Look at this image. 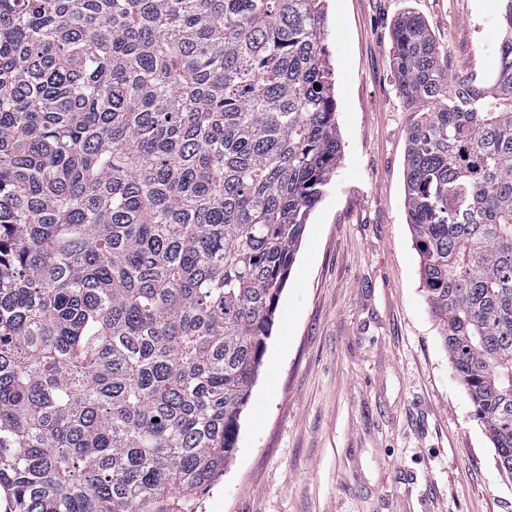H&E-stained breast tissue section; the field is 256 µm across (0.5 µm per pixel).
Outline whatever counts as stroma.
<instances>
[{
  "label": "stroma",
  "instance_id": "obj_1",
  "mask_svg": "<svg viewBox=\"0 0 512 512\" xmlns=\"http://www.w3.org/2000/svg\"><path fill=\"white\" fill-rule=\"evenodd\" d=\"M502 0H327L343 151L312 210L240 421L197 512H512V480L455 380L420 280L392 64L412 11L454 79L490 82Z\"/></svg>",
  "mask_w": 512,
  "mask_h": 512
}]
</instances>
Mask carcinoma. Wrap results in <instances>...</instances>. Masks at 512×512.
<instances>
[{"mask_svg":"<svg viewBox=\"0 0 512 512\" xmlns=\"http://www.w3.org/2000/svg\"><path fill=\"white\" fill-rule=\"evenodd\" d=\"M488 84L392 30L408 224L512 478V0ZM325 0H0V489L187 512L229 466L342 151Z\"/></svg>","mask_w":512,"mask_h":512,"instance_id":"1","label":"carcinoma"}]
</instances>
